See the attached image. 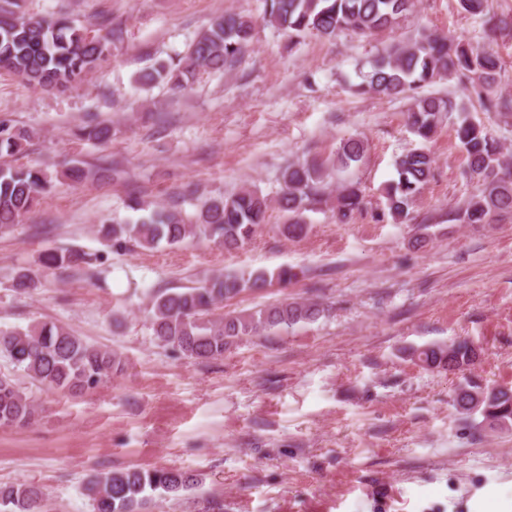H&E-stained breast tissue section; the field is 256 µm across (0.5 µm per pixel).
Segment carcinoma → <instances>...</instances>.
Listing matches in <instances>:
<instances>
[{"mask_svg": "<svg viewBox=\"0 0 512 512\" xmlns=\"http://www.w3.org/2000/svg\"><path fill=\"white\" fill-rule=\"evenodd\" d=\"M23 0H0V74L11 75L24 84L51 91L81 84L105 63L112 43L120 39L109 18L96 23H78L66 14L44 19L27 16ZM415 0H264L263 21L290 35L316 33L333 37L341 31L373 36L393 30L412 12ZM254 22L240 14L215 17L190 45L177 64L158 63L142 72L143 85L165 82L174 90H186L204 69L235 68L248 51ZM499 68L497 56L455 37L421 31L408 40H394L369 61L360 73L359 92L391 98L408 97L410 133L422 143L401 155L395 177L385 188L387 215L397 224L409 220L410 211L424 187L434 177L435 159L423 147L446 116L456 114V135L475 180L474 191L453 214L460 224H493L512 215V163L487 127L470 115L468 100L474 98L486 112L508 117L512 101L491 94ZM457 80L468 91L467 99L435 96L424 89L442 78ZM84 140L106 142L111 128L88 125L79 130ZM30 134L6 119L0 120V157L24 152ZM365 154L360 139L349 138L339 145L329 165L304 160L288 166L280 192L273 202L287 216L278 225L286 238L307 234L303 213L323 191L328 170L345 172L357 166ZM51 176L41 166L0 164V230L11 228L29 214L51 187ZM255 189H243L228 197L197 198L195 212L183 213L179 203L155 207L139 198L127 207L142 213L136 221L101 224L98 233L119 252L135 245L152 250L164 243L177 246L189 238H203L224 250L245 247L257 229L267 223L271 204ZM363 205L357 184L343 181L336 187L332 207L336 222L347 224ZM85 252L53 250L44 253L35 270L23 268L14 277V288L33 291L42 280L62 269L90 263ZM298 278L292 267L273 272L217 273L199 285L169 288L153 293L149 315L155 341L172 347L185 358L208 362L245 336L291 328L314 321L321 310L313 303L286 300L237 315L219 312L224 300L244 292H258L273 283L282 286ZM0 353L32 380L71 396L89 394L122 373L125 362L116 352L86 342L67 327L41 321L27 328L0 329ZM481 351L469 340L434 343L412 352L426 367L452 368L463 373L479 359ZM463 415L482 417L491 428H512V389L462 377L453 398ZM38 413L37 406L10 377L0 375V427L23 428ZM198 483L196 474L176 468H128L93 475L86 485L93 512H140L154 497H178ZM47 500L38 486L27 483L0 485V512H47Z\"/></svg>", "mask_w": 512, "mask_h": 512, "instance_id": "carcinoma-1", "label": "carcinoma"}]
</instances>
